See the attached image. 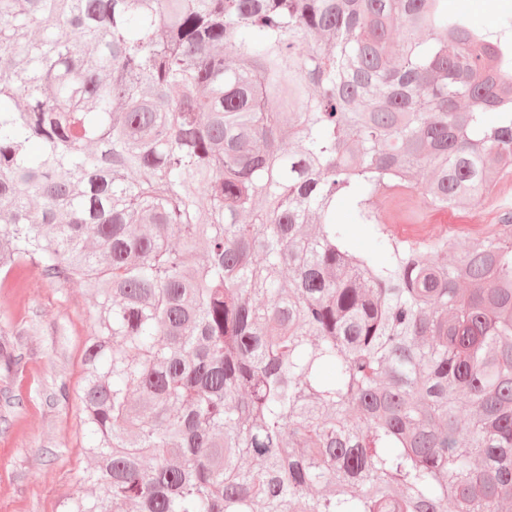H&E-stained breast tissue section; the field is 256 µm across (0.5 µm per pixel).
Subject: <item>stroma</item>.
Wrapping results in <instances>:
<instances>
[{
    "label": "stroma",
    "mask_w": 512,
    "mask_h": 512,
    "mask_svg": "<svg viewBox=\"0 0 512 512\" xmlns=\"http://www.w3.org/2000/svg\"><path fill=\"white\" fill-rule=\"evenodd\" d=\"M481 28L512 26V0H447ZM490 208L469 214L430 212L422 224H402L407 239L420 234L464 241L492 229ZM96 305L79 285L49 282L35 268L21 281L0 284V332L17 357L0 367V512H59L75 495L86 466L79 387L82 347L93 332Z\"/></svg>",
    "instance_id": "35a3bbf8"
}]
</instances>
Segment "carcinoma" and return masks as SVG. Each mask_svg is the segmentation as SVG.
<instances>
[{"mask_svg": "<svg viewBox=\"0 0 512 512\" xmlns=\"http://www.w3.org/2000/svg\"><path fill=\"white\" fill-rule=\"evenodd\" d=\"M511 175L445 0H0V270L99 306L61 512H500L512 241L389 225Z\"/></svg>", "mask_w": 512, "mask_h": 512, "instance_id": "carcinoma-1", "label": "carcinoma"}]
</instances>
